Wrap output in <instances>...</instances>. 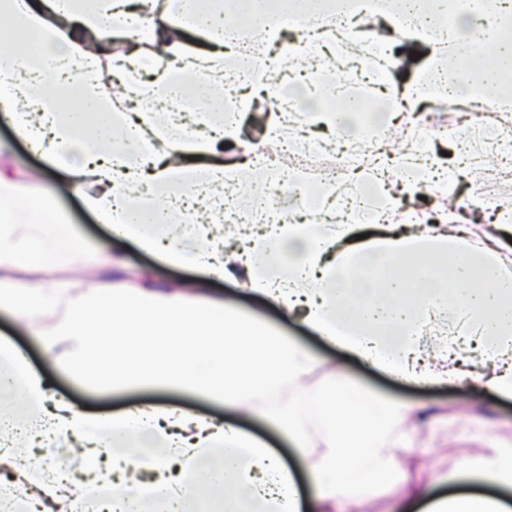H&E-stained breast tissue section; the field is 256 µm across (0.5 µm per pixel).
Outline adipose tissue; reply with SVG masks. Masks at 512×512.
I'll return each mask as SVG.
<instances>
[{
    "instance_id": "ef3b65f1",
    "label": "adipose tissue",
    "mask_w": 512,
    "mask_h": 512,
    "mask_svg": "<svg viewBox=\"0 0 512 512\" xmlns=\"http://www.w3.org/2000/svg\"><path fill=\"white\" fill-rule=\"evenodd\" d=\"M382 21L403 39L430 46L427 70L407 94L381 83L368 101L340 93L342 113L316 108L315 123L335 141L351 136L379 98L402 112L421 100L512 108V0H0V109L36 153H47L85 206L114 235L136 240L168 261L241 281L284 314L364 360L413 382H464L512 398V271L500 241H477L466 224L320 221L242 227L216 235L209 190L254 172L257 148L228 162L239 146L242 115L225 104L254 98L287 107L314 92L302 78L326 17ZM260 29L296 67L252 80L243 33ZM292 31L296 41L286 42ZM203 38L195 46L189 36ZM156 81H145L146 63ZM114 77L123 99L104 80ZM441 179L426 154L379 155L356 173L357 193L373 190L395 214L404 198ZM198 219L180 236L156 234L182 207ZM91 244L40 187L0 165V310H22L41 327L45 356L84 387H157L257 407L285 386L314 404L321 429L305 437L303 409L290 405L280 427L302 438L313 479L311 506L367 491L373 480H397L386 451L397 426L418 406L357 387L329 369L315 385L314 356L240 309L180 291L114 280L60 294L16 273L86 255ZM462 321L469 335L437 350L420 344L434 316ZM23 390L47 436L72 439L88 460L79 474L37 479L44 461L18 458L12 478L31 476L24 512H53L71 486L112 492L114 512H129L139 477L161 508L184 512H302L294 481L264 444L217 419L181 408L134 407L103 418L55 398L40 373L0 340V396ZM467 471L512 491V448L476 459ZM423 512H507L498 499L470 492L427 501Z\"/></svg>"
}]
</instances>
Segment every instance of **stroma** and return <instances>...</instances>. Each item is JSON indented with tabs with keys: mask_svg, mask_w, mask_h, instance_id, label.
I'll return each mask as SVG.
<instances>
[{
	"mask_svg": "<svg viewBox=\"0 0 512 512\" xmlns=\"http://www.w3.org/2000/svg\"><path fill=\"white\" fill-rule=\"evenodd\" d=\"M457 109V104L448 101L419 103L411 114L401 118L400 128L393 130L392 150L406 153L404 129L414 126L424 148L450 175V190L445 202L449 210L465 212L472 209L475 201L489 199L495 208L512 212V161L487 154L480 162L462 164L455 154V137L435 133L438 119ZM0 142L10 146L9 154L1 156L0 163L48 187L59 208L82 236L94 244L102 256L114 261L110 268L89 269L81 258L72 257L49 272L20 274V282H41L58 292L80 288L91 279H139L158 287L177 286L260 318L301 343L319 359L322 368H339L364 389L425 407L424 416L417 422L398 427L390 445L400 474L399 482L393 486L383 481L375 482L365 498L338 502L333 512H400L402 496L409 488L428 490L433 497L459 490H478V483L462 477L465 464L491 454L503 443H512V399L484 394L465 383L431 386L406 383L364 364L341 347L323 340L297 318L283 315L265 299L244 293L240 284L171 265L160 254L147 252L135 242L112 237L106 226L83 207L79 196L49 158L31 152L17 139L10 119L1 113ZM23 324L20 313L0 311V338L8 339L27 364L48 380L56 397L91 411L117 413L133 404L150 402L163 407L177 404L194 412L236 419L244 432L262 439L280 454L297 479L302 495H309V478L296 446L281 433L276 421L277 416L287 414L288 401L294 398V390L285 391L279 404L260 412L245 407L229 408L197 395L156 388L88 389L46 359L38 336L25 330Z\"/></svg>",
	"mask_w": 512,
	"mask_h": 512,
	"instance_id": "obj_1",
	"label": "stroma"
}]
</instances>
